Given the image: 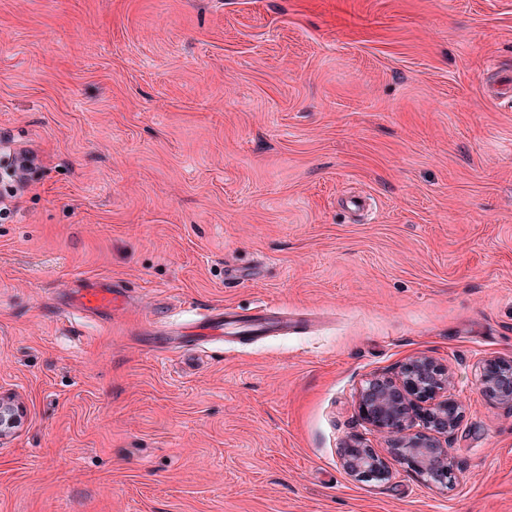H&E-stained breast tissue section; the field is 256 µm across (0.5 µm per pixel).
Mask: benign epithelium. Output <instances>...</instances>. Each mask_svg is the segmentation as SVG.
<instances>
[{"label": "benign epithelium", "mask_w": 512, "mask_h": 512, "mask_svg": "<svg viewBox=\"0 0 512 512\" xmlns=\"http://www.w3.org/2000/svg\"><path fill=\"white\" fill-rule=\"evenodd\" d=\"M478 384L492 404L512 412V359L490 357L478 366ZM448 369L427 356L410 359L394 377L370 379L359 390V407L376 430L388 435L394 460L407 467L430 470L431 485L448 487L459 464L450 451L461 417ZM24 408L0 395V438L22 424ZM419 428L413 429L414 422ZM341 463L352 476L385 481L390 466L371 445L359 438L340 449Z\"/></svg>", "instance_id": "1"}]
</instances>
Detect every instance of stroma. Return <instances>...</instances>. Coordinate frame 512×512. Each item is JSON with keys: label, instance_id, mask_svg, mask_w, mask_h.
Instances as JSON below:
<instances>
[{"label": "stroma", "instance_id": "obj_1", "mask_svg": "<svg viewBox=\"0 0 512 512\" xmlns=\"http://www.w3.org/2000/svg\"><path fill=\"white\" fill-rule=\"evenodd\" d=\"M512 0H0V512H512ZM363 207H354L355 199ZM122 291L74 307V277ZM300 325L154 353L194 306ZM463 407L439 489L343 469L416 356ZM478 384L493 405L512 412V359L490 357L478 366ZM24 408L12 397L0 395V438L12 434L22 424Z\"/></svg>", "mask_w": 512, "mask_h": 512}]
</instances>
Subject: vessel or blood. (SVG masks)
Returning a JSON list of instances; mask_svg holds the SVG:
<instances>
[{
  "instance_id": "b4317fda",
  "label": "vessel or blood",
  "mask_w": 512,
  "mask_h": 512,
  "mask_svg": "<svg viewBox=\"0 0 512 512\" xmlns=\"http://www.w3.org/2000/svg\"><path fill=\"white\" fill-rule=\"evenodd\" d=\"M79 305L87 311L108 312L116 306L121 296L117 287H87L78 289ZM296 324L287 313L278 308L261 304L252 312L242 313L234 307H218L201 315L187 327L182 336L193 343L232 338L241 334L256 336H285L295 330Z\"/></svg>"
}]
</instances>
